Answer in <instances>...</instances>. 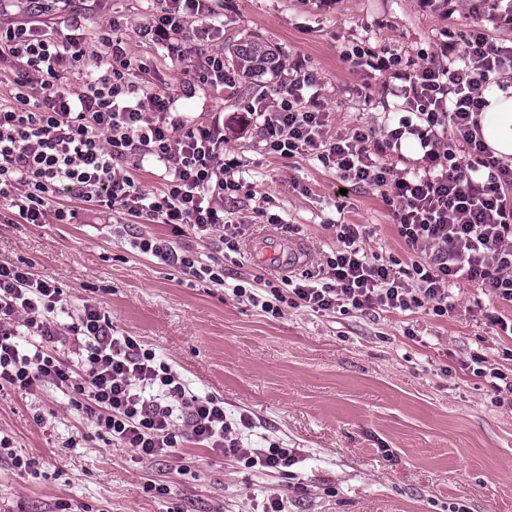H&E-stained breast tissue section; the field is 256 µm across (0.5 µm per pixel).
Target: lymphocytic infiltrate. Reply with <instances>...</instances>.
I'll use <instances>...</instances> for the list:
<instances>
[{
  "label": "lymphocytic infiltrate",
  "mask_w": 512,
  "mask_h": 512,
  "mask_svg": "<svg viewBox=\"0 0 512 512\" xmlns=\"http://www.w3.org/2000/svg\"><path fill=\"white\" fill-rule=\"evenodd\" d=\"M71 0H28L23 18L0 26V67L14 74L0 100V201L30 224L52 214L68 224L74 198L131 216L124 231L139 253L179 267L193 281L229 285L234 297L271 316L284 308L315 313L422 311L448 316L451 286L466 280L512 303V161L494 155L481 135L488 94L512 86V0H483L487 9L468 30L441 31L432 53L420 60L358 45L341 56L352 68L381 75L383 92L405 101V114L384 136L370 128L330 134L328 114L313 88L316 78L293 65L288 81L261 115L265 150L281 158L312 152L335 169L344 189L370 184L384 191L392 224L406 247L422 258L397 269L369 257L365 232L335 227L337 247L317 271L285 274L253 288L227 284L224 262L238 252L245 228L225 223L207 189L236 191L241 162L224 150L214 124H185L168 92L134 81L123 47L125 22L110 20L99 39L109 56L87 52L79 18L65 30L49 22ZM141 38L186 59V80L235 87L223 53L209 44L221 29L210 0H164L162 10L138 29ZM195 46L186 57V43ZM418 153L412 167L397 169L404 143ZM151 161L160 193L138 187L130 167ZM171 225L208 242L205 254L142 231L139 222ZM61 290L33 279L26 269L0 264V384L22 393L54 385L71 408L91 420L107 445L143 458L170 456L191 443L246 468L283 473L297 461L282 439L246 438L256 427L248 414L226 412L223 398L190 389L172 366L139 337L118 335L94 303L60 324ZM70 339L74 357L59 345Z\"/></svg>",
  "instance_id": "obj_1"
}]
</instances>
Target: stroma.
Segmentation results:
<instances>
[{"instance_id": "35a3bbf8", "label": "stroma", "mask_w": 512, "mask_h": 512, "mask_svg": "<svg viewBox=\"0 0 512 512\" xmlns=\"http://www.w3.org/2000/svg\"><path fill=\"white\" fill-rule=\"evenodd\" d=\"M473 0L454 13L417 0H213L224 67L234 52L259 43L278 57L275 74L217 89L185 84L183 63L137 29L161 0H72L87 50L107 48L96 35L110 18L129 23L125 48L142 78L175 94L192 122H220L224 147L245 164L238 191L224 196V218L257 236L286 224L303 240L309 261L337 245L336 224H362L364 246L380 262L410 267L414 252L395 233L383 192L363 184L339 197L334 169L315 156L268 154L260 120L245 101L265 97L301 62L318 79L332 131L358 126L383 132L402 106L366 104L362 76L343 63L358 44L411 57L431 49L437 32L467 30ZM70 224L24 223L0 206V263H25L33 278L56 282L70 315L97 302L118 333L138 336L165 358L190 388L223 397L226 410L248 413L259 431L298 452L289 473L270 475L185 445L177 457L146 459L108 447L53 385L34 395L0 391V433L14 451L36 459L38 472L0 463V512H262L273 494L288 512H512V403L490 379L467 368L473 353L512 375V337L498 335L488 315L512 319V304L467 281L455 283V310L320 315L305 308L263 313L230 292L191 283L175 266L132 250L121 234L124 211L103 213L70 201ZM42 420H35V413ZM167 493L151 491V484Z\"/></svg>"}]
</instances>
